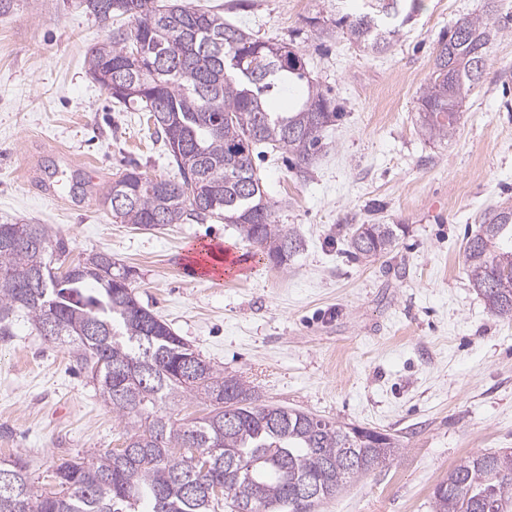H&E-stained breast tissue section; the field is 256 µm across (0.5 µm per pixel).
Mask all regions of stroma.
<instances>
[{
	"label": "stroma",
	"instance_id": "obj_1",
	"mask_svg": "<svg viewBox=\"0 0 512 512\" xmlns=\"http://www.w3.org/2000/svg\"><path fill=\"white\" fill-rule=\"evenodd\" d=\"M187 2L300 51L336 99L342 116L307 177L281 153L255 156L278 223L303 251L279 268L232 224L113 222L102 197L120 173L176 170L146 113L123 111L89 76L86 52L109 29L76 0H17L0 16V223L46 225L73 260L111 253L144 307L260 401L398 436L385 468L317 512H432L435 486L463 459L512 450V317L489 312L464 253L475 216L512 203V0H497L502 32L445 141L419 133L420 96L440 35L485 0H423L380 53L308 24L359 0ZM62 151L95 167L88 196L40 195ZM357 224L401 230L388 254L356 259ZM196 242L233 249L243 271L210 288L183 264ZM122 443V424L67 350L16 318L0 337V458L23 457L40 488L61 458Z\"/></svg>",
	"mask_w": 512,
	"mask_h": 512
}]
</instances>
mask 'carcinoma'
Here are the masks:
<instances>
[{
	"label": "carcinoma",
	"mask_w": 512,
	"mask_h": 512,
	"mask_svg": "<svg viewBox=\"0 0 512 512\" xmlns=\"http://www.w3.org/2000/svg\"><path fill=\"white\" fill-rule=\"evenodd\" d=\"M485 13L458 19L438 41L421 97L420 131L430 140L456 132L458 112L481 73L477 61L501 28ZM89 16L128 21L86 53L88 72L126 109L146 112L177 170L173 179L126 170L104 197L113 221L145 229L167 224H234L266 260L287 267L303 249L277 223L275 203L253 168V146L267 143L308 172L339 119L336 101L310 80L303 55L224 21L220 9L154 6L153 0H78ZM422 8V0H370L337 19L309 18L319 32L343 28L380 52ZM301 88L288 112L269 99ZM467 241V273L489 310L512 316V206L480 214ZM394 224H358L357 258L380 257ZM66 243L42 224H0V336L24 315L44 337L68 347L124 423L120 448L53 467L56 490L37 492L21 457L0 459V512H315L355 478L390 462L396 436L258 402L138 302L128 273L95 253L59 273ZM187 398L209 403L188 423L162 413ZM432 512H512V451L461 461L433 491Z\"/></svg>",
	"instance_id": "cac0c4a2"
}]
</instances>
